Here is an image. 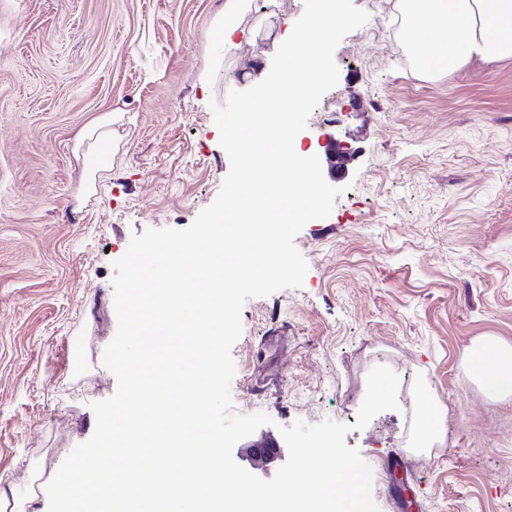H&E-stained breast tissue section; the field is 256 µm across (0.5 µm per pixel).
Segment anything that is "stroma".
<instances>
[{
    "instance_id": "stroma-1",
    "label": "stroma",
    "mask_w": 512,
    "mask_h": 512,
    "mask_svg": "<svg viewBox=\"0 0 512 512\" xmlns=\"http://www.w3.org/2000/svg\"><path fill=\"white\" fill-rule=\"evenodd\" d=\"M224 2L0 0V491L21 512H47L46 484L94 432L91 402L116 389L102 362L115 261L213 202L230 163L211 103L254 85L304 8L250 7L227 49ZM353 3L369 20L337 47L339 82L294 142L320 156L346 141L341 169L323 171L344 191L295 238L303 286L244 305L234 405L348 425L380 512H400L381 468L396 453L413 512H512V396L488 398L466 361L483 339L512 345V59L422 75L397 0ZM111 111L112 158L89 183L77 143ZM380 364L400 408L355 429ZM424 394L442 417L429 447Z\"/></svg>"
}]
</instances>
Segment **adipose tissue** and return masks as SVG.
Segmentation results:
<instances>
[{"label":"adipose tissue","instance_id":"ef3b65f1","mask_svg":"<svg viewBox=\"0 0 512 512\" xmlns=\"http://www.w3.org/2000/svg\"><path fill=\"white\" fill-rule=\"evenodd\" d=\"M398 9L402 39L420 73L512 58V0H398ZM467 362L488 397L512 395V345L478 342Z\"/></svg>","mask_w":512,"mask_h":512}]
</instances>
